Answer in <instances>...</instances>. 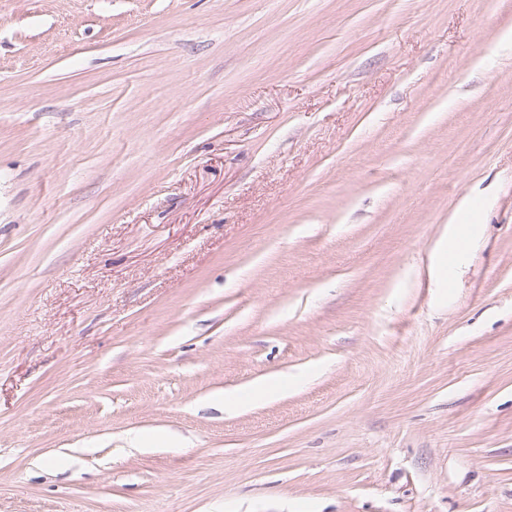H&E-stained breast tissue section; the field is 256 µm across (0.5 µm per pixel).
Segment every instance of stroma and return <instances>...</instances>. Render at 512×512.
Returning a JSON list of instances; mask_svg holds the SVG:
<instances>
[{
    "label": "stroma",
    "mask_w": 512,
    "mask_h": 512,
    "mask_svg": "<svg viewBox=\"0 0 512 512\" xmlns=\"http://www.w3.org/2000/svg\"><path fill=\"white\" fill-rule=\"evenodd\" d=\"M0 512H512V0H0ZM448 245L450 246L449 250L455 252L457 257L466 248L465 239L459 233L456 224H448V228H446L443 236L436 243L432 251V259L439 263L442 262L446 254L448 256Z\"/></svg>",
    "instance_id": "stroma-1"
}]
</instances>
